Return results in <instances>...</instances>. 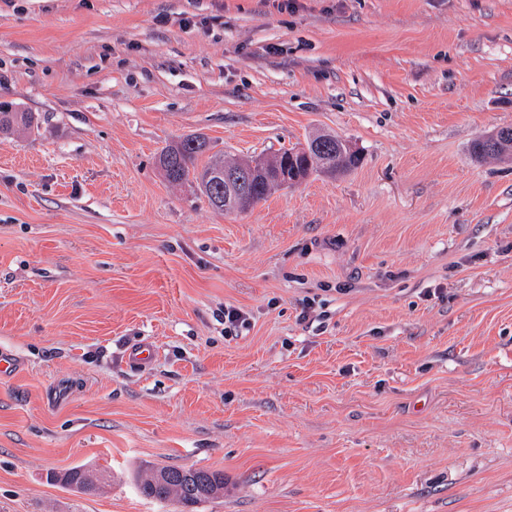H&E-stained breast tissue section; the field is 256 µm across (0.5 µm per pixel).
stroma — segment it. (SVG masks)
<instances>
[{
  "label": "stroma",
  "mask_w": 512,
  "mask_h": 512,
  "mask_svg": "<svg viewBox=\"0 0 512 512\" xmlns=\"http://www.w3.org/2000/svg\"><path fill=\"white\" fill-rule=\"evenodd\" d=\"M279 3L0 0V512H512V0ZM319 132L359 167L241 214L156 164ZM34 112H14L12 103L0 102V134L9 135L18 129L32 133L39 120ZM494 142V133L476 139L471 145V154L478 159L485 157H500L512 152V138L495 141L497 149L490 152V143ZM104 471V470H102ZM99 469H87L84 466L72 467L62 474L54 475L53 480L62 484V486H68L71 482L81 484L84 487L87 485L93 489H96L101 483L104 482V474ZM184 470H194L195 475L192 478L182 476L181 472ZM134 481L142 497L159 502H173L185 509L224 493L222 471L192 466L163 467L137 473Z\"/></svg>",
  "instance_id": "obj_1"
}]
</instances>
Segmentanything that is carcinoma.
<instances>
[{
	"instance_id": "carcinoma-1",
	"label": "carcinoma",
	"mask_w": 512,
	"mask_h": 512,
	"mask_svg": "<svg viewBox=\"0 0 512 512\" xmlns=\"http://www.w3.org/2000/svg\"><path fill=\"white\" fill-rule=\"evenodd\" d=\"M39 120L33 112H16L7 101L0 102V134L9 135L18 129L29 133L38 128ZM309 156H295L297 166L307 178L315 172L334 175L344 173L358 166L360 158L348 150L346 142L330 134L319 135L307 146ZM512 152V138L494 141V135L476 139L471 145V154L482 159L500 157ZM158 167L168 182L175 185H189L205 197L209 204L226 213H244L248 208L224 193V170L229 169L238 175L251 194L252 204L265 200L272 192L280 189L260 175L247 170V161L226 163L224 154L212 152L209 140L203 135H191L166 145L157 156ZM182 467H163L149 472L138 473L135 485L142 497L159 501L173 502L189 509L201 502L223 493L224 473L217 470L194 469L191 478L181 475ZM53 480L67 486L72 482L97 488L104 482V474L99 469L72 467L53 476Z\"/></svg>"
}]
</instances>
